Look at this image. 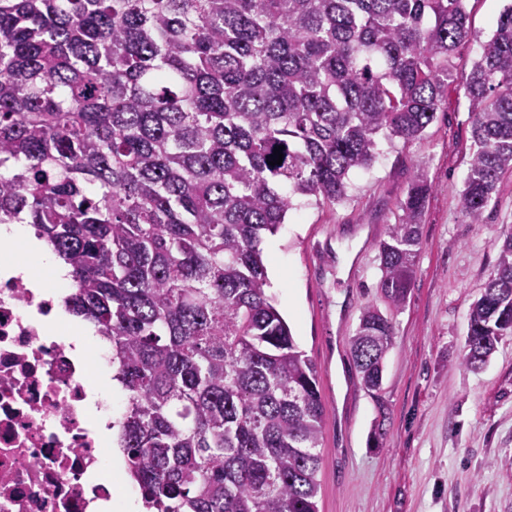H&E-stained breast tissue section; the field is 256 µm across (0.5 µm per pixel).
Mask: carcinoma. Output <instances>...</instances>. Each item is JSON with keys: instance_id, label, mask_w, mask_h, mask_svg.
<instances>
[{"instance_id": "carcinoma-1", "label": "carcinoma", "mask_w": 512, "mask_h": 512, "mask_svg": "<svg viewBox=\"0 0 512 512\" xmlns=\"http://www.w3.org/2000/svg\"><path fill=\"white\" fill-rule=\"evenodd\" d=\"M475 38L466 0H0V224L70 267L150 512H319L317 371L266 292L263 239L301 197L346 199L452 87L473 139L461 212L483 223L512 172V5L459 83ZM429 191L416 180L378 244L386 310L351 340L370 391ZM467 335L474 368L512 335V229Z\"/></svg>"}]
</instances>
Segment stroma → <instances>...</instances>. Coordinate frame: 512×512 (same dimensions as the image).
I'll list each match as a JSON object with an SVG mask.
<instances>
[{
	"label": "stroma",
	"mask_w": 512,
	"mask_h": 512,
	"mask_svg": "<svg viewBox=\"0 0 512 512\" xmlns=\"http://www.w3.org/2000/svg\"><path fill=\"white\" fill-rule=\"evenodd\" d=\"M512 0H468L476 41L460 48L465 77ZM472 153L468 102L457 91L421 138L381 143L352 175L346 200L289 211L262 248L268 290L318 372L324 406L319 512H512V336L478 369L462 365L468 317L512 229V174L480 224L464 223ZM430 192L406 303L379 395L351 352L365 306L379 303L378 244L402 216L416 176Z\"/></svg>",
	"instance_id": "stroma-1"
}]
</instances>
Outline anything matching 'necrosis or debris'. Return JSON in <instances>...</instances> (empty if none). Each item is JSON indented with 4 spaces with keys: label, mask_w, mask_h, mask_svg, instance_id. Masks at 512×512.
Returning <instances> with one entry per match:
<instances>
[{
    "label": "necrosis or debris",
    "mask_w": 512,
    "mask_h": 512,
    "mask_svg": "<svg viewBox=\"0 0 512 512\" xmlns=\"http://www.w3.org/2000/svg\"><path fill=\"white\" fill-rule=\"evenodd\" d=\"M14 253L0 248V512H92L114 493L87 374L104 348L53 335L56 295Z\"/></svg>",
    "instance_id": "1"
}]
</instances>
